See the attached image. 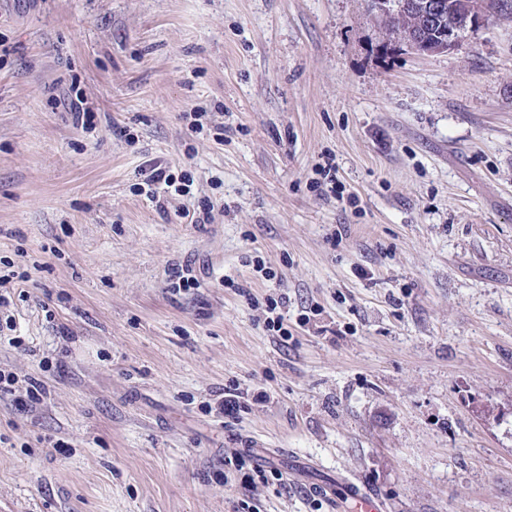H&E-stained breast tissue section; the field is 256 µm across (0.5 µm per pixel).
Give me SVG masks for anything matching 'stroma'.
Segmentation results:
<instances>
[{"instance_id":"1","label":"stroma","mask_w":512,"mask_h":512,"mask_svg":"<svg viewBox=\"0 0 512 512\" xmlns=\"http://www.w3.org/2000/svg\"><path fill=\"white\" fill-rule=\"evenodd\" d=\"M381 39L367 0H0V512H512V9ZM143 175L147 185L174 187L175 192L185 193L191 184V176L187 172L176 175L170 167L160 161H153L144 168ZM347 500H350L356 504L359 512H384V506L382 502L371 492L366 489L354 488L347 486Z\"/></svg>"}]
</instances>
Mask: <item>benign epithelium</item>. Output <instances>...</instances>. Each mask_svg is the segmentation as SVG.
<instances>
[{
  "mask_svg": "<svg viewBox=\"0 0 512 512\" xmlns=\"http://www.w3.org/2000/svg\"><path fill=\"white\" fill-rule=\"evenodd\" d=\"M384 43L418 55L455 51L485 22L484 0H375Z\"/></svg>",
  "mask_w": 512,
  "mask_h": 512,
  "instance_id": "benign-epithelium-1",
  "label": "benign epithelium"
}]
</instances>
